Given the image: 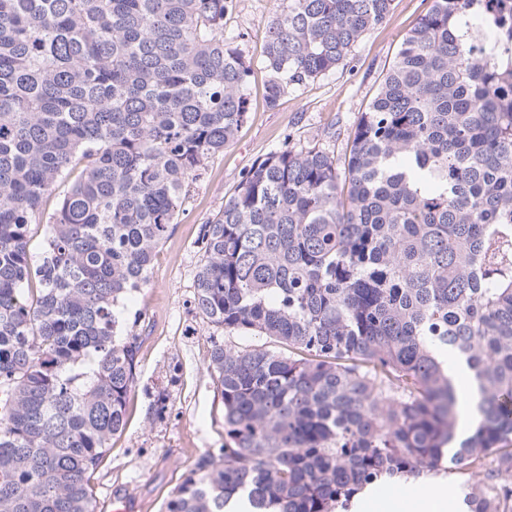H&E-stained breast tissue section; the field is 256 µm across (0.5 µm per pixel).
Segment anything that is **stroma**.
Segmentation results:
<instances>
[{"label": "stroma", "mask_w": 512, "mask_h": 512, "mask_svg": "<svg viewBox=\"0 0 512 512\" xmlns=\"http://www.w3.org/2000/svg\"><path fill=\"white\" fill-rule=\"evenodd\" d=\"M431 5L432 0H393L388 21L360 38L347 66L289 90L272 109L264 99L266 25L282 0H235L224 35L252 62L248 119L233 144L209 159L204 177L190 183L147 285L125 304L140 342L136 384L128 396L127 424L94 475L97 512H112L111 498L118 494L131 497L136 512H162L198 459L224 444V406L207 370L210 331L193 301L202 224L217 214L242 172L284 141L307 143L331 132L329 147L343 157L350 132L404 37ZM161 389L169 399L159 421L152 404Z\"/></svg>", "instance_id": "obj_1"}]
</instances>
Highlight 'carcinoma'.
<instances>
[{
	"label": "carcinoma",
	"mask_w": 512,
	"mask_h": 512,
	"mask_svg": "<svg viewBox=\"0 0 512 512\" xmlns=\"http://www.w3.org/2000/svg\"><path fill=\"white\" fill-rule=\"evenodd\" d=\"M393 0H286L266 105L346 65ZM233 0H0V512H96L139 336L122 317L189 182L246 122ZM66 185L54 212L43 203ZM46 222L39 261L29 226ZM224 405L164 512H349L452 474L512 512V0H432L350 135L268 153L202 225ZM472 376L457 440L448 361ZM407 485H412V483L405 484H392L384 487L376 488V489H366L368 493V499L363 502V505L360 509L352 508L353 512H375L372 511L373 505L378 500L390 499V498H399L401 497L403 490Z\"/></svg>",
	"instance_id": "1"
}]
</instances>
